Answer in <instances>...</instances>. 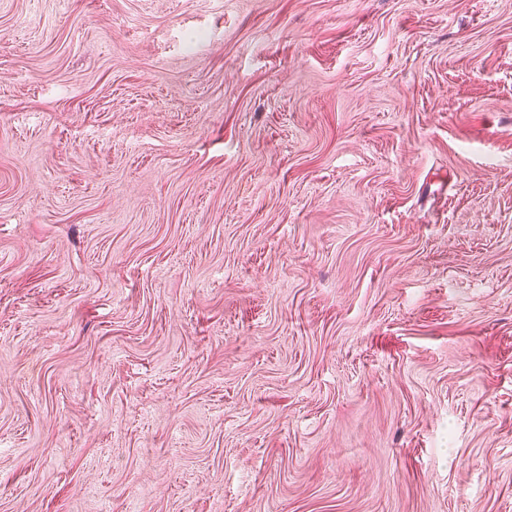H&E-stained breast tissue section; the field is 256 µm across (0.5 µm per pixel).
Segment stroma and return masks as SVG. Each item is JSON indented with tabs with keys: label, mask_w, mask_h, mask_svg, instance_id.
<instances>
[{
	"label": "stroma",
	"mask_w": 512,
	"mask_h": 512,
	"mask_svg": "<svg viewBox=\"0 0 512 512\" xmlns=\"http://www.w3.org/2000/svg\"><path fill=\"white\" fill-rule=\"evenodd\" d=\"M0 512H512V0H0Z\"/></svg>",
	"instance_id": "35a3bbf8"
}]
</instances>
